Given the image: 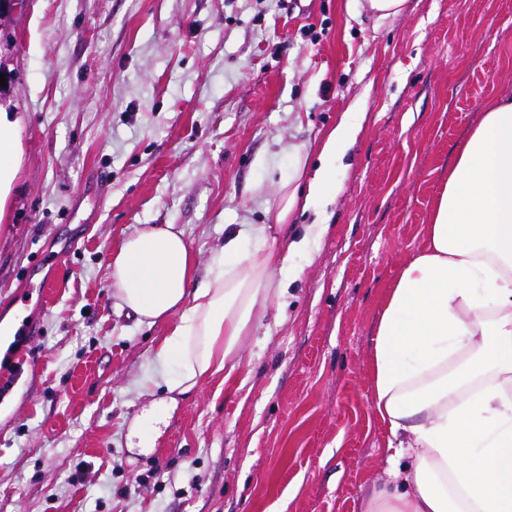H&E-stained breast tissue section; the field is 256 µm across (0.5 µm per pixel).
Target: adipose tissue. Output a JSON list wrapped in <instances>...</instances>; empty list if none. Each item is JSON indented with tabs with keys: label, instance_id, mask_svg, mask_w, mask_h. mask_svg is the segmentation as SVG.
<instances>
[{
	"label": "adipose tissue",
	"instance_id": "ef3b65f1",
	"mask_svg": "<svg viewBox=\"0 0 512 512\" xmlns=\"http://www.w3.org/2000/svg\"><path fill=\"white\" fill-rule=\"evenodd\" d=\"M363 120L342 114L305 196L281 189L275 223L226 234L201 284L172 224L144 225L112 256L113 295L140 324L166 323L155 358L179 368L166 397L133 422L138 448L153 447L177 395L232 376L246 339L282 308L295 259L313 242L288 238V216L331 195L336 160ZM19 152L18 122L0 111V204ZM426 234L374 326L370 387L393 484L372 489L365 512H512V99L490 104L457 149Z\"/></svg>",
	"mask_w": 512,
	"mask_h": 512
}]
</instances>
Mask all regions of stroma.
Wrapping results in <instances>:
<instances>
[{
    "mask_svg": "<svg viewBox=\"0 0 512 512\" xmlns=\"http://www.w3.org/2000/svg\"><path fill=\"white\" fill-rule=\"evenodd\" d=\"M20 0L0 19V105L21 157L0 207V330L39 334L0 408V512H363L386 478L372 409L376 318L448 164L512 98V0ZM365 113L336 197L295 211L326 230L298 257L280 320L231 378L180 396L151 451L128 447L163 380L109 263L146 224L182 229L196 281L228 224H271L343 112ZM110 173L107 185L95 175ZM67 249L58 267L45 251Z\"/></svg>",
    "mask_w": 512,
    "mask_h": 512,
    "instance_id": "1",
    "label": "stroma"
}]
</instances>
